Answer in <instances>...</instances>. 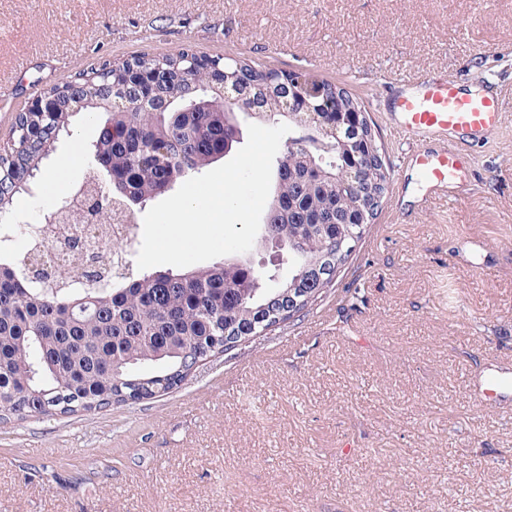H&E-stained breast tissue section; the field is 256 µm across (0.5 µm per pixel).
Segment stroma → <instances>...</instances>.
<instances>
[{
    "mask_svg": "<svg viewBox=\"0 0 512 512\" xmlns=\"http://www.w3.org/2000/svg\"><path fill=\"white\" fill-rule=\"evenodd\" d=\"M190 48L314 70L364 102L390 166L353 261L302 321L171 393L74 415L0 419V512H512V0H0V146L20 112L103 63ZM445 74L490 89L503 125L467 194L425 191L390 119L401 89ZM98 123L53 157L90 181ZM39 177L14 201L57 208ZM364 301L341 309L337 292Z\"/></svg>",
    "mask_w": 512,
    "mask_h": 512,
    "instance_id": "obj_1",
    "label": "stroma"
}]
</instances>
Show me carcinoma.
I'll return each instance as SVG.
<instances>
[{
  "label": "carcinoma",
  "instance_id": "obj_1",
  "mask_svg": "<svg viewBox=\"0 0 512 512\" xmlns=\"http://www.w3.org/2000/svg\"><path fill=\"white\" fill-rule=\"evenodd\" d=\"M193 53L134 57L75 76L54 88L55 109L46 116L24 111L15 117L14 143L0 153V216L12 211L14 197L30 186L56 140L68 132L78 106L93 113L108 87L126 99L100 122L86 159L94 169L107 161L112 189L93 200L102 223L144 208L202 173L224 157L226 139L241 133L237 115L224 111V97L202 88L193 73ZM223 80L247 86L251 99L241 109L257 123L293 117L282 111L277 95L255 86L295 82L300 91L318 89L344 111L363 109L345 86L328 82L308 69L278 72L246 58L214 57ZM160 76L151 98L139 99L131 66ZM336 117L317 113L313 132L292 139L276 160L271 199L262 236L287 245L295 270L270 288L273 276L252 263L225 260L173 272L156 270L131 275L117 285L112 269L68 262L59 266L61 280L27 279L20 263L0 260V419L27 413L46 414L66 396L63 415L95 412L133 398L169 394L187 376L196 358L234 352L291 320L282 310L307 315L334 287L386 197L389 169L379 134L364 122L359 134L363 153L375 175L353 189L337 180L340 141L354 142ZM329 266L333 276L318 274Z\"/></svg>",
  "mask_w": 512,
  "mask_h": 512
}]
</instances>
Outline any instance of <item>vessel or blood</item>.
Segmentation results:
<instances>
[{
    "label": "vessel or blood",
    "instance_id": "obj_1",
    "mask_svg": "<svg viewBox=\"0 0 512 512\" xmlns=\"http://www.w3.org/2000/svg\"><path fill=\"white\" fill-rule=\"evenodd\" d=\"M391 118L415 146L412 161L425 187L440 191L458 181L469 160L450 149L428 151L425 138L482 142L502 122L498 100L462 93L454 80L444 77L429 78L415 92L397 95Z\"/></svg>",
    "mask_w": 512,
    "mask_h": 512
}]
</instances>
